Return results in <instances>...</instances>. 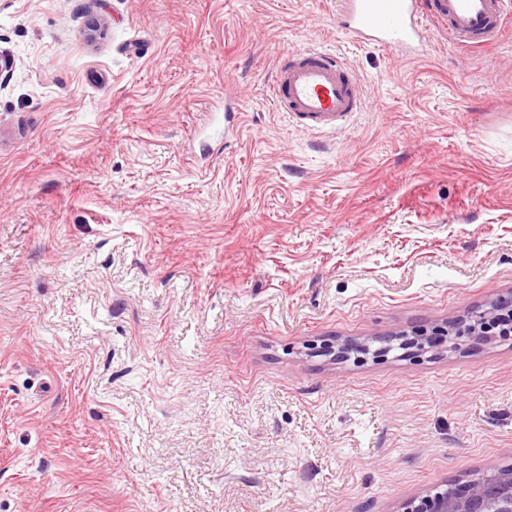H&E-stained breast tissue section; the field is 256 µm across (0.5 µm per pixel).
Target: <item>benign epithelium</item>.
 Returning <instances> with one entry per match:
<instances>
[{"label":"benign epithelium","instance_id":"1","mask_svg":"<svg viewBox=\"0 0 512 512\" xmlns=\"http://www.w3.org/2000/svg\"><path fill=\"white\" fill-rule=\"evenodd\" d=\"M509 315H512V296H499L468 319L448 322L440 335L448 337L450 342L465 333L480 336L482 329ZM403 512H512V473L490 470L451 482L440 492L408 501Z\"/></svg>","mask_w":512,"mask_h":512}]
</instances>
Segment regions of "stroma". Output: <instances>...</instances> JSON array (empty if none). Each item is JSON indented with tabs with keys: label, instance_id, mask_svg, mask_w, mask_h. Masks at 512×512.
Listing matches in <instances>:
<instances>
[{
	"label": "stroma",
	"instance_id": "obj_1",
	"mask_svg": "<svg viewBox=\"0 0 512 512\" xmlns=\"http://www.w3.org/2000/svg\"><path fill=\"white\" fill-rule=\"evenodd\" d=\"M340 9L0 0V512H400L512 464V335L380 350L512 293V40ZM302 47L361 82L345 128L272 106Z\"/></svg>",
	"mask_w": 512,
	"mask_h": 512
}]
</instances>
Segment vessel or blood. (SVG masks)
I'll return each instance as SVG.
<instances>
[{
  "label": "vessel or blood",
  "instance_id": "vessel-or-blood-1",
  "mask_svg": "<svg viewBox=\"0 0 512 512\" xmlns=\"http://www.w3.org/2000/svg\"><path fill=\"white\" fill-rule=\"evenodd\" d=\"M336 26L356 44L420 56L429 28L457 48L485 47L512 35V0H342ZM277 111L310 131L333 130L363 111L361 89L334 54L290 50L270 95Z\"/></svg>",
  "mask_w": 512,
  "mask_h": 512
}]
</instances>
